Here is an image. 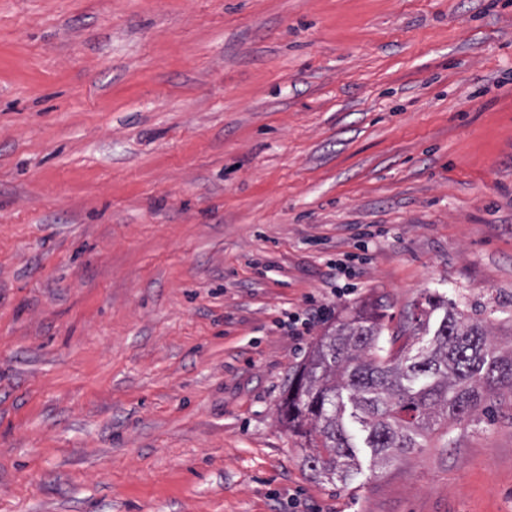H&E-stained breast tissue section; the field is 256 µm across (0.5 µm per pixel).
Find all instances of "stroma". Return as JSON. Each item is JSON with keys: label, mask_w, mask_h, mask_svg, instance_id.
Wrapping results in <instances>:
<instances>
[{"label": "stroma", "mask_w": 512, "mask_h": 512, "mask_svg": "<svg viewBox=\"0 0 512 512\" xmlns=\"http://www.w3.org/2000/svg\"><path fill=\"white\" fill-rule=\"evenodd\" d=\"M435 292L512 319V0H0V512H512L508 390L345 484L279 419Z\"/></svg>", "instance_id": "1"}]
</instances>
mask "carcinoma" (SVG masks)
<instances>
[{
    "mask_svg": "<svg viewBox=\"0 0 512 512\" xmlns=\"http://www.w3.org/2000/svg\"><path fill=\"white\" fill-rule=\"evenodd\" d=\"M407 333L412 342L392 349ZM488 336L481 321L436 294L391 336L358 311L320 337L290 379L280 417L305 439L316 475L345 483L358 471L357 449L389 462L450 422L487 414L482 389L512 391V353Z\"/></svg>",
    "mask_w": 512,
    "mask_h": 512,
    "instance_id": "obj_1",
    "label": "carcinoma"
}]
</instances>
